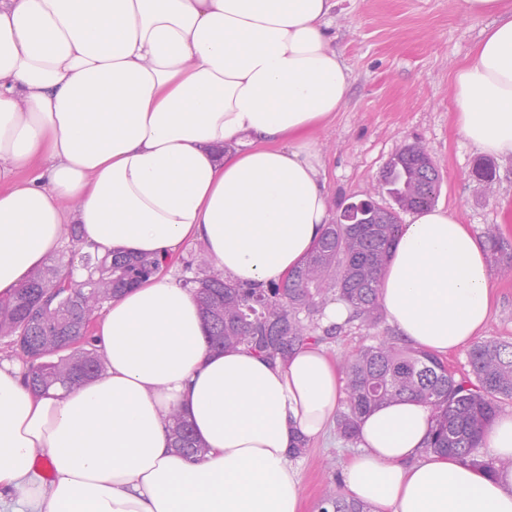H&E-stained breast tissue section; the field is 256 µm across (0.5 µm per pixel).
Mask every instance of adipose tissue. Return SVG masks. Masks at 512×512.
I'll return each instance as SVG.
<instances>
[{
	"label": "adipose tissue",
	"instance_id": "ef3b65f1",
	"mask_svg": "<svg viewBox=\"0 0 512 512\" xmlns=\"http://www.w3.org/2000/svg\"><path fill=\"white\" fill-rule=\"evenodd\" d=\"M336 0H0V299L81 245L172 259L200 241L232 280L281 282L329 222L312 130L351 72L328 31ZM454 76L460 134L512 157V0ZM492 273L449 211L404 225L380 286L390 320L442 355L481 336ZM101 376L46 393L0 358V512H301L288 456L345 396L318 345L273 364L217 352L193 290L159 271L117 293L92 331ZM179 411L206 445H172ZM427 406L363 420L346 495L375 512H512V468L426 453Z\"/></svg>",
	"mask_w": 512,
	"mask_h": 512
}]
</instances>
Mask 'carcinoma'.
<instances>
[{
  "instance_id": "carcinoma-1",
  "label": "carcinoma",
  "mask_w": 512,
  "mask_h": 512,
  "mask_svg": "<svg viewBox=\"0 0 512 512\" xmlns=\"http://www.w3.org/2000/svg\"><path fill=\"white\" fill-rule=\"evenodd\" d=\"M416 145L401 148L378 179L376 194L390 196L397 209L379 212L373 196L354 210L352 224H328L315 249L288 278L269 287L244 286L202 261L186 265L191 276L182 285L196 292L207 319V343L213 349H242L271 361H283L298 347L324 343L343 326L322 322L325 306L342 301L351 310L348 322L370 328L383 318L380 279L401 229L400 213L430 207L439 188L434 165L419 160ZM62 238L69 255H58L42 267L10 301L0 302V339L12 348L24 336L27 345L16 354L28 367L27 384L46 392L69 388L104 371L91 342L59 351L63 333L79 330L95 313L82 305L89 294L95 309L132 287L163 265L156 257L120 253L103 258L79 250L80 228L65 224ZM491 257L506 276L512 274L509 244L497 226L484 231ZM471 373L459 379L442 358L418 348H402L388 336H376L345 360L346 397L336 415V433L356 446L360 424L375 407L414 397L430 410L433 430L426 452L451 454L492 472L512 468V458L489 462L478 455L481 436L497 416L500 404L512 401V343L486 340L469 352ZM175 447L187 456L204 452L190 425L178 412L169 415ZM319 512H371L361 500L330 495Z\"/></svg>"
}]
</instances>
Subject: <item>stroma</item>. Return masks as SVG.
<instances>
[{
    "label": "stroma",
    "mask_w": 512,
    "mask_h": 512,
    "mask_svg": "<svg viewBox=\"0 0 512 512\" xmlns=\"http://www.w3.org/2000/svg\"><path fill=\"white\" fill-rule=\"evenodd\" d=\"M460 2L340 0L330 32L352 84L335 119L313 135L331 214L361 199L393 155L417 142L440 177L436 205L454 212L475 236L495 224L512 243V157L496 159L495 183L485 187L471 174L481 154L454 121V74L492 23L464 15ZM492 277L494 305L482 337L512 343V275ZM353 452L331 430L295 459L305 512H318L322 499L341 492V465ZM329 457L336 467H325Z\"/></svg>",
    "instance_id": "stroma-1"
}]
</instances>
